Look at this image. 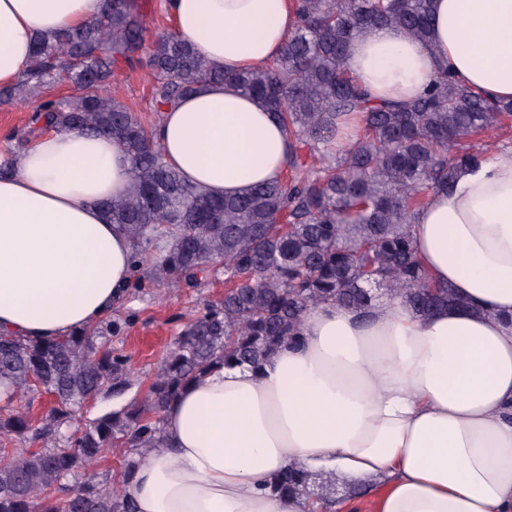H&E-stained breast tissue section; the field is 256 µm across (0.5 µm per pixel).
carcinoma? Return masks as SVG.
<instances>
[{
	"instance_id": "obj_1",
	"label": "carcinoma",
	"mask_w": 512,
	"mask_h": 512,
	"mask_svg": "<svg viewBox=\"0 0 512 512\" xmlns=\"http://www.w3.org/2000/svg\"><path fill=\"white\" fill-rule=\"evenodd\" d=\"M432 0H296L298 25L277 58L229 74L169 32L151 40L158 108L209 82H229L261 100L288 128L291 174L236 197L197 192L164 161L135 112L109 93L119 64L137 62L148 27L137 0H105L85 26L37 36L22 84L1 87L11 99L22 85L45 90L70 82V96L44 95L18 145L50 128L103 134L129 155L128 192L102 202L134 246L129 287H193L224 263V300L210 303L174 337L143 400L105 413L78 434L61 427L89 399L123 394L129 358L112 347L120 324L107 321L52 340L0 334V379L42 388L55 398L50 419L33 427L28 413L0 409V441L32 436L51 447L0 448V512H133L123 484L67 489L69 477L130 449L122 480L151 448L164 447L163 410L186 384L217 365L262 367L298 339L308 307L334 301L366 311L399 296L419 315L462 306L435 286L414 250L410 226L428 195L448 187L457 167L479 151L472 140L512 119V102L492 104L445 74L410 103H383L347 75L351 44L370 29L396 25L419 41L430 31ZM358 112L363 126L342 150L333 139L339 115ZM312 474L291 465L272 489L312 496ZM63 489L66 498L50 493Z\"/></svg>"
}]
</instances>
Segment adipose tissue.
Listing matches in <instances>:
<instances>
[{
	"label": "adipose tissue",
	"mask_w": 512,
	"mask_h": 512,
	"mask_svg": "<svg viewBox=\"0 0 512 512\" xmlns=\"http://www.w3.org/2000/svg\"><path fill=\"white\" fill-rule=\"evenodd\" d=\"M104 0H0V86L24 75L36 34L84 25ZM178 36L227 71L275 59L294 0H169ZM346 72L410 101L442 71L512 101V0H433L421 42L394 25L357 39ZM153 139L201 192L281 180L291 160L273 112L213 83L165 107ZM129 156L110 138L53 130L0 178V333L53 340L105 316L131 279L133 243L100 204L123 196ZM411 236L431 282L460 307L416 315L401 298L367 312L310 307L300 339L261 368L215 367L163 411L164 447L132 472L134 512H312L270 484L294 463L371 478L377 512H512V147L458 168Z\"/></svg>",
	"instance_id": "obj_1"
}]
</instances>
